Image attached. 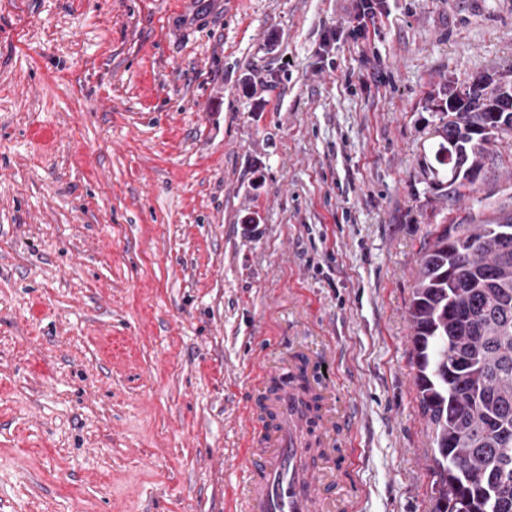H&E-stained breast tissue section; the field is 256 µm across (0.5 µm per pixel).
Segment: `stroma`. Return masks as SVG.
Returning <instances> with one entry per match:
<instances>
[{
    "label": "stroma",
    "instance_id": "stroma-1",
    "mask_svg": "<svg viewBox=\"0 0 512 512\" xmlns=\"http://www.w3.org/2000/svg\"><path fill=\"white\" fill-rule=\"evenodd\" d=\"M0 0V512H238L258 371L302 350L355 512H432L408 307L426 100L512 67V0ZM356 2V13L354 19L357 21V26L353 28L356 34L364 36L368 22L373 23L377 13L380 12V8L383 4L380 0H355Z\"/></svg>",
    "mask_w": 512,
    "mask_h": 512
}]
</instances>
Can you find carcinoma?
I'll use <instances>...</instances> for the list:
<instances>
[{
  "label": "carcinoma",
  "mask_w": 512,
  "mask_h": 512,
  "mask_svg": "<svg viewBox=\"0 0 512 512\" xmlns=\"http://www.w3.org/2000/svg\"><path fill=\"white\" fill-rule=\"evenodd\" d=\"M428 109L450 120L423 164L440 195L475 189L512 135V68ZM414 377L433 441L432 512H512V212L448 224L421 249L408 308Z\"/></svg>",
  "instance_id": "carcinoma-1"
}]
</instances>
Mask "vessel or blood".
Wrapping results in <instances>:
<instances>
[{
  "instance_id": "obj_1",
  "label": "vessel or blood",
  "mask_w": 512,
  "mask_h": 512,
  "mask_svg": "<svg viewBox=\"0 0 512 512\" xmlns=\"http://www.w3.org/2000/svg\"><path fill=\"white\" fill-rule=\"evenodd\" d=\"M257 398L273 415L274 428L251 436L240 470V512H318L326 498L319 471L308 463L310 437L318 435L320 448L334 447L339 415L321 411L317 425H310L292 364L279 371L272 385H260Z\"/></svg>"
}]
</instances>
